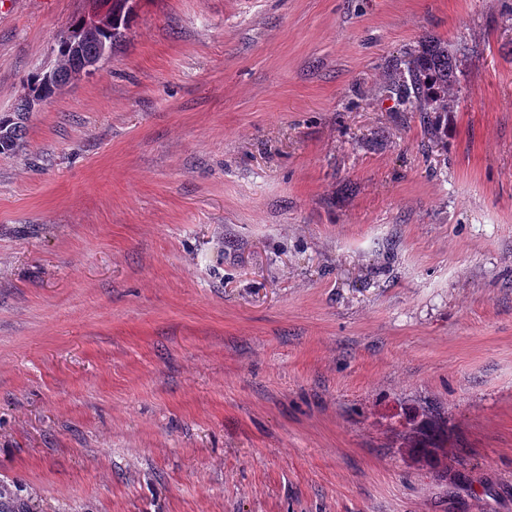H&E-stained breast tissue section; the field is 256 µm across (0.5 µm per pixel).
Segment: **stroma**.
<instances>
[{"instance_id":"obj_1","label":"stroma","mask_w":512,"mask_h":512,"mask_svg":"<svg viewBox=\"0 0 512 512\" xmlns=\"http://www.w3.org/2000/svg\"><path fill=\"white\" fill-rule=\"evenodd\" d=\"M84 0H0V113ZM447 43L448 139L388 97ZM0 155L15 512H512V0H142ZM448 421L408 452L404 413Z\"/></svg>"}]
</instances>
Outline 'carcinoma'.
<instances>
[{"mask_svg": "<svg viewBox=\"0 0 512 512\" xmlns=\"http://www.w3.org/2000/svg\"><path fill=\"white\" fill-rule=\"evenodd\" d=\"M139 5L133 0H112V19L102 22L94 31L83 28L84 14L73 18L70 25L56 34L51 46L54 65L49 73L41 69L30 72L20 84L51 100L77 76L90 75L86 63L95 60L101 51L114 50L130 30ZM457 83V68L448 48L432 40L406 63V69L395 67L390 92L404 111L436 113L430 123V134L441 140L448 134V97ZM29 113L24 98H17L14 111L0 114V154H13L23 147ZM411 438L409 448L422 457H433L448 447V422L437 413L406 419Z\"/></svg>", "mask_w": 512, "mask_h": 512, "instance_id": "carcinoma-1", "label": "carcinoma"}]
</instances>
